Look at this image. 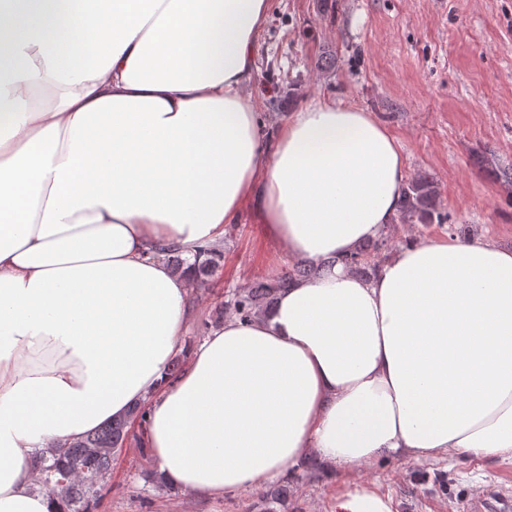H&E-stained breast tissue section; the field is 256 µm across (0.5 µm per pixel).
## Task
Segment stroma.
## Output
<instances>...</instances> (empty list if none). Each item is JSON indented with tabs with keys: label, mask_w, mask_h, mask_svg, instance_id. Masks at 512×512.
Segmentation results:
<instances>
[{
	"label": "stroma",
	"mask_w": 512,
	"mask_h": 512,
	"mask_svg": "<svg viewBox=\"0 0 512 512\" xmlns=\"http://www.w3.org/2000/svg\"><path fill=\"white\" fill-rule=\"evenodd\" d=\"M252 91L269 134L314 97L375 113L409 174L435 177L449 223L512 249V192L502 178L512 172V0H269ZM223 254L191 294L185 348L214 330L233 290L291 267L250 210L226 233ZM157 480L153 458L130 438L94 512H265L263 487L200 499L158 490ZM356 481L390 496L395 512H463L491 488L512 500V458L321 468L289 485L280 512H328Z\"/></svg>",
	"instance_id": "obj_1"
}]
</instances>
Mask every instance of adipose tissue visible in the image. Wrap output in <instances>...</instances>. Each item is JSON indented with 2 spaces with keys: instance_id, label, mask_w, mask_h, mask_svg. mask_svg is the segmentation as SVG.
Listing matches in <instances>:
<instances>
[{
  "instance_id": "adipose-tissue-1",
  "label": "adipose tissue",
  "mask_w": 512,
  "mask_h": 512,
  "mask_svg": "<svg viewBox=\"0 0 512 512\" xmlns=\"http://www.w3.org/2000/svg\"><path fill=\"white\" fill-rule=\"evenodd\" d=\"M268 0H0V512H58L36 456L146 406L159 477L212 498L383 456L512 457V249L345 262L409 181L373 114L314 98L273 141L248 88ZM60 87L57 103L31 90ZM317 266L168 378L195 258L246 209ZM334 512H394L360 483Z\"/></svg>"
}]
</instances>
